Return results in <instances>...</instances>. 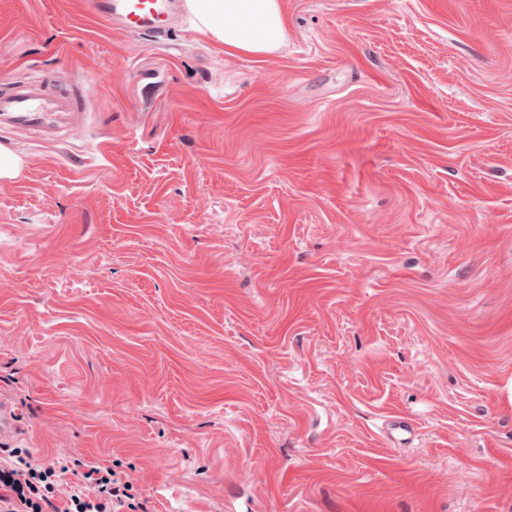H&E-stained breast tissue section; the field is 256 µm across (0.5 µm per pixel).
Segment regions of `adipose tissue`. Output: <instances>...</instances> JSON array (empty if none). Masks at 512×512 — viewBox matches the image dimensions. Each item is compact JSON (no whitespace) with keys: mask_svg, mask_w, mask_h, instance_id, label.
Segmentation results:
<instances>
[{"mask_svg":"<svg viewBox=\"0 0 512 512\" xmlns=\"http://www.w3.org/2000/svg\"><path fill=\"white\" fill-rule=\"evenodd\" d=\"M185 7L230 54L269 55L288 37L282 0H185Z\"/></svg>","mask_w":512,"mask_h":512,"instance_id":"ef3b65f1","label":"adipose tissue"}]
</instances>
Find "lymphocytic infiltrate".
<instances>
[{
    "instance_id": "obj_1",
    "label": "lymphocytic infiltrate",
    "mask_w": 512,
    "mask_h": 512,
    "mask_svg": "<svg viewBox=\"0 0 512 512\" xmlns=\"http://www.w3.org/2000/svg\"><path fill=\"white\" fill-rule=\"evenodd\" d=\"M11 456L0 463V512H146L132 485L109 466L83 465L76 480L63 483L68 465L45 467L16 450Z\"/></svg>"
}]
</instances>
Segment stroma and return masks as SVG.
<instances>
[{
	"label": "stroma",
	"instance_id": "obj_1",
	"mask_svg": "<svg viewBox=\"0 0 512 512\" xmlns=\"http://www.w3.org/2000/svg\"><path fill=\"white\" fill-rule=\"evenodd\" d=\"M283 6L229 55L0 0V84L85 97L0 124V448L148 512H512V0Z\"/></svg>",
	"mask_w": 512,
	"mask_h": 512
}]
</instances>
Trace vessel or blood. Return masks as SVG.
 <instances>
[{
	"instance_id": "b4317fda",
	"label": "vessel or blood",
	"mask_w": 512,
	"mask_h": 512,
	"mask_svg": "<svg viewBox=\"0 0 512 512\" xmlns=\"http://www.w3.org/2000/svg\"><path fill=\"white\" fill-rule=\"evenodd\" d=\"M179 6V0H90L96 17L117 23L125 33L145 36L164 33ZM81 107L77 94L53 92L36 76L14 81L0 92V121L8 119L18 126H38L48 115L65 117Z\"/></svg>"
}]
</instances>
